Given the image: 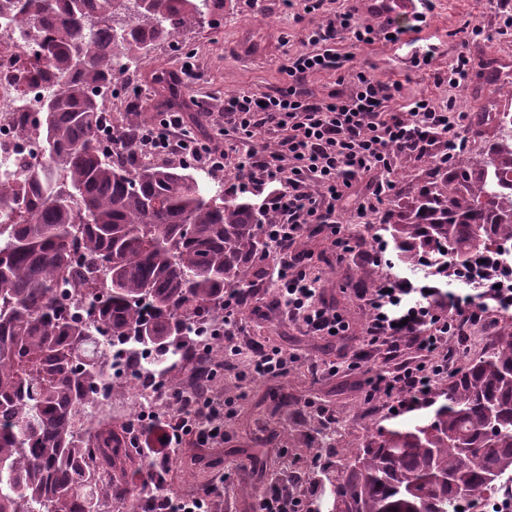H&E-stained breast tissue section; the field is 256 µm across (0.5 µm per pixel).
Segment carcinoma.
<instances>
[{
    "mask_svg": "<svg viewBox=\"0 0 512 512\" xmlns=\"http://www.w3.org/2000/svg\"><path fill=\"white\" fill-rule=\"evenodd\" d=\"M209 0H0V25L40 39L52 23L51 90L30 127L42 160L23 165L15 192L0 179V512H137L100 471L127 473L112 431L86 435L112 391L108 339L132 353L178 348L208 317H224V292L262 278L253 260L275 215L190 174L131 161L124 141L107 159L99 133L102 89L139 68L157 41L199 25ZM156 94L191 111L176 84ZM489 160L491 166L483 167ZM429 181L397 199L383 220L398 261L423 254L466 265L496 238H512V142L477 159L466 149L429 160ZM512 472V330L454 375L445 402L418 423L382 431L336 483L334 512H459Z\"/></svg>",
    "mask_w": 512,
    "mask_h": 512,
    "instance_id": "1",
    "label": "carcinoma"
}]
</instances>
